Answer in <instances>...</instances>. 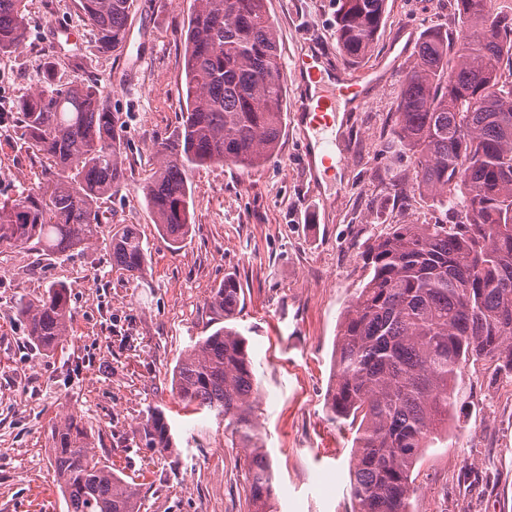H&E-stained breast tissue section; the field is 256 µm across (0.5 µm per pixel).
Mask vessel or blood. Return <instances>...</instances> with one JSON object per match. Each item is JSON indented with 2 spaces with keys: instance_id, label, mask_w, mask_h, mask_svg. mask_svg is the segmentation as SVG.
Returning a JSON list of instances; mask_svg holds the SVG:
<instances>
[{
  "instance_id": "1",
  "label": "vessel or blood",
  "mask_w": 512,
  "mask_h": 512,
  "mask_svg": "<svg viewBox=\"0 0 512 512\" xmlns=\"http://www.w3.org/2000/svg\"><path fill=\"white\" fill-rule=\"evenodd\" d=\"M299 73L308 75L314 88L300 97L297 110L302 117V133L312 134L321 154L325 174L343 168L346 155L336 154V115L339 105H352L362 92L344 66L332 62L319 47L293 62Z\"/></svg>"
}]
</instances>
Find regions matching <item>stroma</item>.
Wrapping results in <instances>:
<instances>
[{"instance_id":"35a3bbf8","label":"stroma","mask_w":512,"mask_h":512,"mask_svg":"<svg viewBox=\"0 0 512 512\" xmlns=\"http://www.w3.org/2000/svg\"><path fill=\"white\" fill-rule=\"evenodd\" d=\"M193 0H134L120 55L97 48L74 0H27L23 47L0 54V195L36 190L41 160L14 143L17 103L42 78L52 49L75 43L80 69L65 82L96 83L125 126L126 170L101 206L109 225L132 224L148 244L146 271L129 279L107 241L42 259L19 246L0 255V512H66L54 480L52 422L80 417L95 452L139 484L142 512H250L248 485L223 421L183 409L172 391L184 352L212 331L207 300L232 274L241 287L233 324L247 339L261 398L277 512H350L356 433L332 419L326 399L340 317L366 276L360 253L394 224L447 222L413 186L410 154L393 147L392 112L404 72L432 28L454 36L452 0H387L371 54L351 66L366 100L343 114L340 179L312 182L309 147L287 118L277 156L247 170L215 164L193 172V226L178 250L160 238L141 187L155 146L180 121L183 45ZM287 70L289 103L304 89L291 72L311 45L333 60L332 0H267ZM64 284L75 312L65 352L47 356L27 338L19 302ZM461 409L448 438L416 465L412 512H512V381L464 369ZM162 409L175 448H146L138 429Z\"/></svg>"}]
</instances>
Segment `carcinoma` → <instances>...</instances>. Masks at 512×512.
I'll return each mask as SVG.
<instances>
[{
	"label": "carcinoma",
	"instance_id": "carcinoma-1",
	"mask_svg": "<svg viewBox=\"0 0 512 512\" xmlns=\"http://www.w3.org/2000/svg\"><path fill=\"white\" fill-rule=\"evenodd\" d=\"M26 0H0V54L26 39ZM267 0H193L184 33L185 104L176 133L157 143L158 166L143 187L161 238L178 250L192 229L189 175L230 161L246 169L278 153L286 78ZM387 0H334L344 59L374 47ZM455 43L421 40L396 97V144L412 153L417 190L452 214L450 224H396L361 254L369 276L336 335L335 383L326 408L357 427L351 512H409L422 451L457 411L455 383L469 362L489 361L512 379V13L492 0H453ZM104 53L127 41L132 0H77ZM47 58L39 85L19 102L16 140L44 159L35 193L0 198V255L31 245L49 258L95 245L102 199L124 179L123 126L96 84L62 82ZM113 267L131 278L147 248L131 224L110 231ZM233 276L207 305L216 329L175 366L184 408L224 421L241 449L252 512H276L273 472L259 422L246 339L224 325L240 303ZM21 313L47 354L73 334L67 288L53 283ZM141 440L165 451L175 438L163 410L141 423ZM52 467L67 512H141L140 488L92 451L77 417L51 431Z\"/></svg>",
	"mask_w": 512,
	"mask_h": 512
}]
</instances>
